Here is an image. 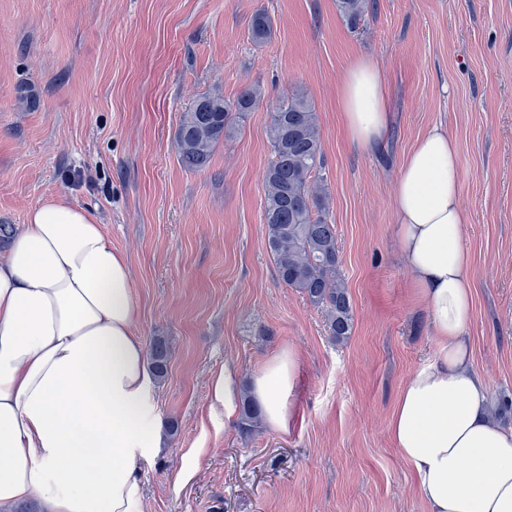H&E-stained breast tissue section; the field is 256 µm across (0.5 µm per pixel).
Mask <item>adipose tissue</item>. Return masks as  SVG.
<instances>
[{
    "mask_svg": "<svg viewBox=\"0 0 512 512\" xmlns=\"http://www.w3.org/2000/svg\"><path fill=\"white\" fill-rule=\"evenodd\" d=\"M381 67L346 70L340 107L352 144L390 124ZM454 139L432 127L403 159L394 211L399 254L425 303L436 349L403 384L387 422L428 512H512V428L493 419L471 363V256L462 234ZM126 255L83 208H31L0 254V512H143L137 461L161 446L155 378L135 329ZM299 358L282 349L251 377L271 429L290 417Z\"/></svg>",
    "mask_w": 512,
    "mask_h": 512,
    "instance_id": "1",
    "label": "adipose tissue"
}]
</instances>
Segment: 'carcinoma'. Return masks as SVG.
<instances>
[{"mask_svg":"<svg viewBox=\"0 0 512 512\" xmlns=\"http://www.w3.org/2000/svg\"><path fill=\"white\" fill-rule=\"evenodd\" d=\"M369 0H336L340 15L357 24L368 10ZM251 40L261 43L272 35V21L264 11L250 20ZM261 99L259 87L243 90L234 101L220 92L199 96L182 113L175 134L181 165L200 171L210 162L215 147L231 138L236 116L252 111ZM271 152L264 178V216L267 244L278 280L324 309L329 336L343 342L352 333L351 298L341 273L335 225L326 217L327 187L322 174L323 152L317 114L299 94L284 97L271 113L267 129ZM154 374L167 373L169 347L160 337L149 348ZM260 408L243 395L237 427L252 433Z\"/></svg>","mask_w":512,"mask_h":512,"instance_id":"obj_1","label":"carcinoma"}]
</instances>
